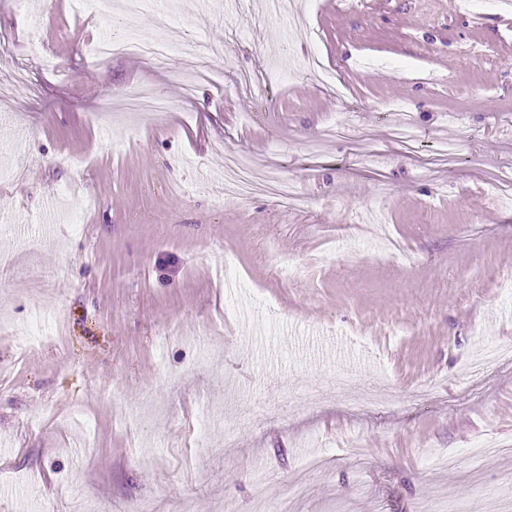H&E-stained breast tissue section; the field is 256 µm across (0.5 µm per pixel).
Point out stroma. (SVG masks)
I'll use <instances>...</instances> for the list:
<instances>
[{
	"label": "stroma",
	"mask_w": 512,
	"mask_h": 512,
	"mask_svg": "<svg viewBox=\"0 0 512 512\" xmlns=\"http://www.w3.org/2000/svg\"><path fill=\"white\" fill-rule=\"evenodd\" d=\"M123 2L0 0V512H512V456H467L512 435V361L472 371L512 346V0ZM34 20L53 67L21 65ZM175 22L195 62L92 54ZM128 106L134 110L148 113L167 112L169 103L147 91H141L128 100ZM224 181L236 186L242 196L250 193L251 186L247 178L245 166L237 158H229L225 162ZM365 384L370 385V382H366L355 373H340L336 377V389L343 394V402L359 412L375 409L379 405L374 394L375 386L367 387V395L364 399L360 400L356 397V390L360 385Z\"/></svg>",
	"instance_id": "35a3bbf8"
}]
</instances>
